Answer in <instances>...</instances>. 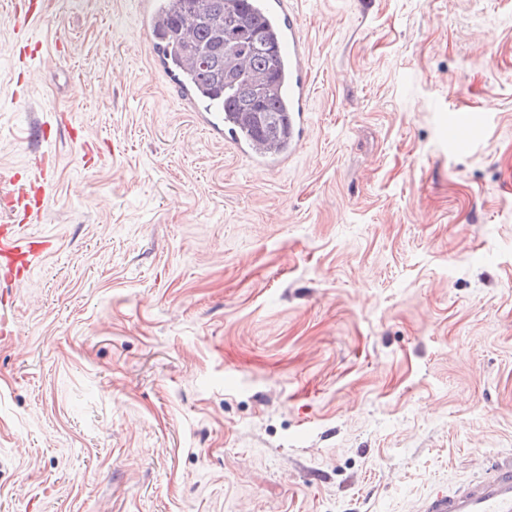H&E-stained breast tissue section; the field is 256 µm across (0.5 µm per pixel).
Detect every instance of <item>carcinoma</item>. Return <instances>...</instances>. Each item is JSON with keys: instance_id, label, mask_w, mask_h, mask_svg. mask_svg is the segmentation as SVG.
<instances>
[{"instance_id": "cac0c4a2", "label": "carcinoma", "mask_w": 512, "mask_h": 512, "mask_svg": "<svg viewBox=\"0 0 512 512\" xmlns=\"http://www.w3.org/2000/svg\"><path fill=\"white\" fill-rule=\"evenodd\" d=\"M164 38L184 81L220 96L224 113L268 149L281 146V60L250 0H170Z\"/></svg>"}]
</instances>
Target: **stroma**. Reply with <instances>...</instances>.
Masks as SVG:
<instances>
[{"instance_id": "obj_1", "label": "stroma", "mask_w": 512, "mask_h": 512, "mask_svg": "<svg viewBox=\"0 0 512 512\" xmlns=\"http://www.w3.org/2000/svg\"><path fill=\"white\" fill-rule=\"evenodd\" d=\"M310 138L215 143L126 0L0 8V512H419L512 455V0H292ZM4 5H9V8H11L13 15L18 22L17 30L20 28L31 27L35 21L41 19L45 15V8H43L42 2L30 1L25 13L18 12L17 3L15 1H2L1 7ZM54 247L50 237L25 236L18 230L0 228V270L4 277L18 276L30 270L32 258L40 253H49Z\"/></svg>"}]
</instances>
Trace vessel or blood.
Masks as SVG:
<instances>
[{
    "label": "vessel or blood",
    "mask_w": 512,
    "mask_h": 512,
    "mask_svg": "<svg viewBox=\"0 0 512 512\" xmlns=\"http://www.w3.org/2000/svg\"><path fill=\"white\" fill-rule=\"evenodd\" d=\"M135 5L142 34L150 38L161 33L167 0H135ZM251 7L274 33L284 62L286 77L282 93L289 108L287 145L277 151L268 150L253 138L241 135L225 124L218 99L185 89L181 100L210 136L232 143L237 152L257 167L279 169L287 164L309 131L305 115L310 95L309 46L300 32V20L290 0H253ZM53 247L50 237L26 236L1 227L0 271L8 277L29 272L33 257L50 252ZM421 512H512V457L485 461L474 477L455 488L437 490Z\"/></svg>",
    "instance_id": "b4317fda"
}]
</instances>
